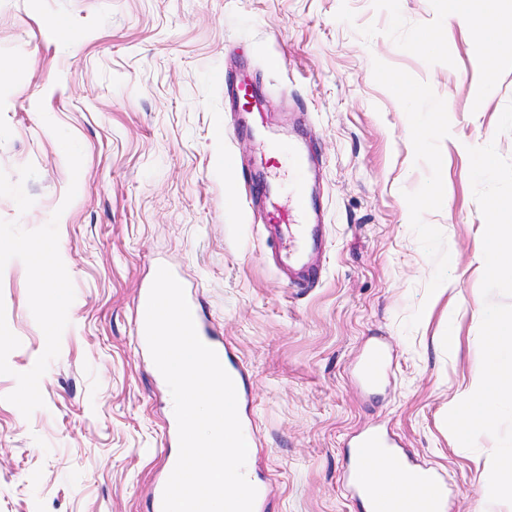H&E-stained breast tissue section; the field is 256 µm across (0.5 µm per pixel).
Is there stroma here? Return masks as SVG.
I'll use <instances>...</instances> for the list:
<instances>
[{"label":"stroma","mask_w":512,"mask_h":512,"mask_svg":"<svg viewBox=\"0 0 512 512\" xmlns=\"http://www.w3.org/2000/svg\"><path fill=\"white\" fill-rule=\"evenodd\" d=\"M242 73L267 123L226 103ZM295 137L325 210L312 288L278 276L243 179ZM490 143L512 159V59L486 72L445 0H0V512H153L169 407L133 325L159 263L245 372L264 512H364L344 476L373 429L445 480L447 512H512L487 495L494 438L445 424L481 359L468 150ZM387 363V352L382 346H372L365 354L364 372L368 380H375Z\"/></svg>","instance_id":"obj_1"}]
</instances>
